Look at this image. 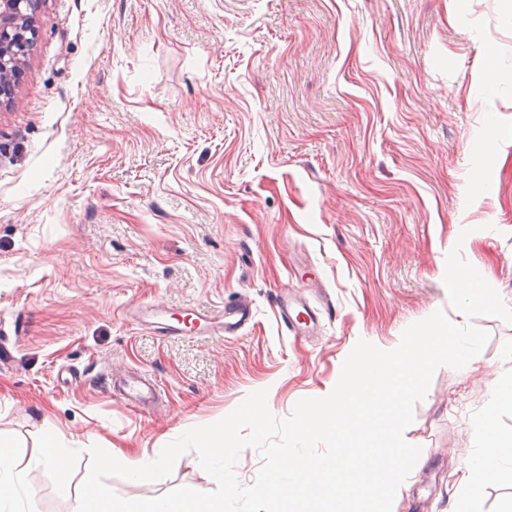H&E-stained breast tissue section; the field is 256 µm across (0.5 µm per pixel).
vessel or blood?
I'll use <instances>...</instances> for the list:
<instances>
[{
    "instance_id": "1",
    "label": "vessel or blood",
    "mask_w": 512,
    "mask_h": 512,
    "mask_svg": "<svg viewBox=\"0 0 512 512\" xmlns=\"http://www.w3.org/2000/svg\"><path fill=\"white\" fill-rule=\"evenodd\" d=\"M274 303L281 326L288 335L295 337L316 335L323 320L335 314L333 302L315 276L302 279L298 285L281 288L275 294ZM255 315L254 303L244 295L228 300L217 311L190 310L181 320L157 305L137 312L138 319L163 336H182L190 329L201 336H238L253 325ZM109 383L125 404L135 409L153 406L161 394V384L152 376H131L115 371L110 374Z\"/></svg>"
}]
</instances>
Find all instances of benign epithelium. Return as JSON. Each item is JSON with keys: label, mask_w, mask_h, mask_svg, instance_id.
I'll list each match as a JSON object with an SVG mask.
<instances>
[{"label": "benign epithelium", "mask_w": 512, "mask_h": 512, "mask_svg": "<svg viewBox=\"0 0 512 512\" xmlns=\"http://www.w3.org/2000/svg\"><path fill=\"white\" fill-rule=\"evenodd\" d=\"M40 0H0V75L28 52Z\"/></svg>", "instance_id": "7a95c632"}]
</instances>
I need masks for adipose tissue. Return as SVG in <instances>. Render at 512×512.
<instances>
[{
	"label": "adipose tissue",
	"instance_id": "obj_1",
	"mask_svg": "<svg viewBox=\"0 0 512 512\" xmlns=\"http://www.w3.org/2000/svg\"><path fill=\"white\" fill-rule=\"evenodd\" d=\"M473 429L484 448L465 463V489L471 495H478L486 471L501 459L512 455V440L501 437L490 415L478 417ZM43 452L32 456L27 465L20 467L10 459L5 450H0V512H36V502L31 494L27 473L32 468H50L59 464L56 447L60 433L51 424L41 427Z\"/></svg>",
	"mask_w": 512,
	"mask_h": 512
}]
</instances>
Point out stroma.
Segmentation results:
<instances>
[{"label":"stroma","mask_w":512,"mask_h":512,"mask_svg":"<svg viewBox=\"0 0 512 512\" xmlns=\"http://www.w3.org/2000/svg\"><path fill=\"white\" fill-rule=\"evenodd\" d=\"M35 29L0 103V437L24 461L40 422L58 427L65 473H29L40 512H71L91 446L157 456L261 389L285 418L332 391L359 340L393 349L440 309L461 323L454 245L512 306V0H42ZM301 260L337 310L313 341L272 304ZM240 294L255 324L227 339L127 317ZM474 323L478 362L437 368L414 406L422 452L392 512L512 502V463L478 497L461 484L477 417L512 437V324ZM111 368L166 397L131 409ZM108 484L128 500L215 487L192 451L168 478Z\"/></svg>","instance_id":"35a3bbf8"}]
</instances>
